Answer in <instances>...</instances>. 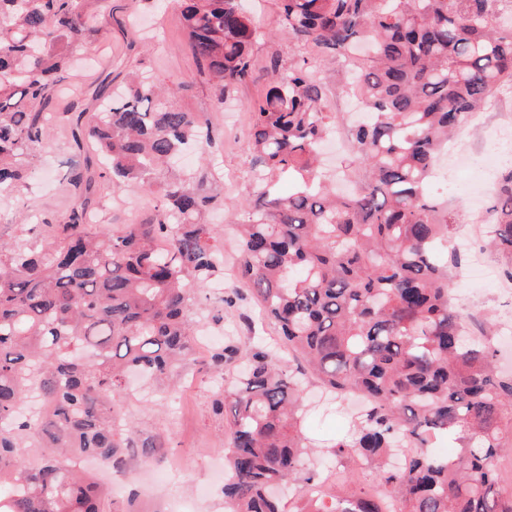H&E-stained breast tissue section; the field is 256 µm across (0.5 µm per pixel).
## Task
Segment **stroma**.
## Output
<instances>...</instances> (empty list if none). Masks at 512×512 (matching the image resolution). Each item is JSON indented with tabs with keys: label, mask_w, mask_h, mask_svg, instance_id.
<instances>
[{
	"label": "stroma",
	"mask_w": 512,
	"mask_h": 512,
	"mask_svg": "<svg viewBox=\"0 0 512 512\" xmlns=\"http://www.w3.org/2000/svg\"><path fill=\"white\" fill-rule=\"evenodd\" d=\"M245 4L261 37L253 50L250 76L225 101H218L212 81L192 52L177 0H84L90 29L75 47L71 66L62 72L61 85L67 88L70 102L90 110L100 86L119 87L135 69L165 86L184 83V90L177 93L181 108L196 113L212 137L211 142L188 147L184 170L203 179L206 193L215 198L208 220L224 228V263L208 290L192 298V317L201 330L217 338L233 335L245 344L261 336L278 343L277 326L264 317L253 298L241 302L238 314H224L225 291L239 285L234 226L244 221L243 204L252 195L249 181L237 176L238 167L248 159L246 105L268 83L271 53H278L285 63L294 59L291 43L277 34L276 0H245ZM510 118L512 98L503 101L500 111L480 113L463 130L473 151L448 194L449 203L459 208L460 222L470 220L467 186L481 175L485 164L493 163L498 171L512 168V152L492 157L485 149L499 135L501 123ZM102 171L91 143L76 145L69 131L51 128L47 139L32 151L25 182L0 193V241L22 245L47 240L66 221L79 195L86 196L111 227L155 217L158 195L143 194L133 185L113 184ZM469 252L481 254L491 268L489 278L455 284V303L479 337L488 324L512 323V295H502L499 286L503 268L512 261L476 242L470 244ZM179 378L178 388L166 394L145 384L129 389L122 415L135 421L138 436L127 456L128 477L114 483L108 473L100 475L102 481L111 482L108 498L117 506L134 512H159L166 504L174 512L185 506L190 512H224L221 494L205 500L197 495L198 486L224 466V424L210 410L221 384L210 369L207 347L195 346L192 362L180 370ZM310 403L306 435L311 443L320 446L347 437L352 417L346 403H337L330 411L320 409L319 397H312ZM145 443L154 447L153 457L142 456Z\"/></svg>",
	"instance_id": "35a3bbf8"
}]
</instances>
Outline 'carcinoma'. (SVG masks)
<instances>
[{"mask_svg": "<svg viewBox=\"0 0 512 512\" xmlns=\"http://www.w3.org/2000/svg\"><path fill=\"white\" fill-rule=\"evenodd\" d=\"M297 61L270 63L247 104L253 196L238 225L239 270L288 346L338 400L359 396L334 441L348 495L326 499L308 466L298 377L261 340L231 338L211 363L231 376L212 402L224 417L227 512H512L494 460L512 448V375L489 338L466 343L454 308L463 256L447 250L458 209L427 193L448 134L512 90V0H277ZM196 59L218 100L245 81L260 31L242 0H182ZM90 25L83 0H0V187L24 179L49 124L39 106ZM338 57L343 92L366 120L349 129L350 166L331 178L318 144L334 127L317 54ZM112 182L154 190L192 140L210 139L174 93L136 76L72 120ZM297 177L287 196L273 184ZM204 180L160 181L156 221L109 228L73 205L38 249L0 243V512H107L78 455L125 463L137 436L114 425L132 373L159 379L196 340L191 292L205 290L223 233L205 215ZM488 244L512 257V170L495 183ZM453 437L457 452H431ZM369 467L373 481L357 483Z\"/></svg>", "mask_w": 512, "mask_h": 512, "instance_id": "cac0c4a2", "label": "carcinoma"}]
</instances>
